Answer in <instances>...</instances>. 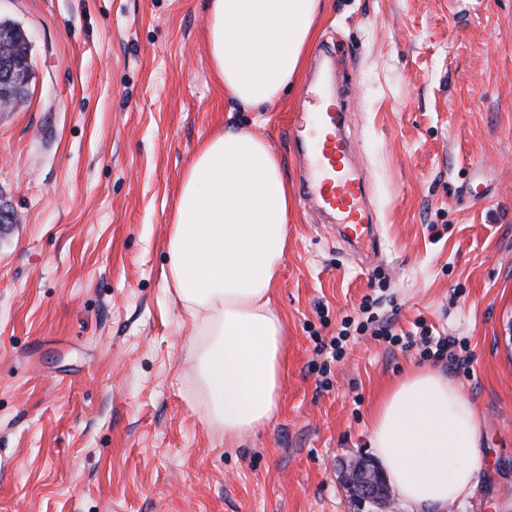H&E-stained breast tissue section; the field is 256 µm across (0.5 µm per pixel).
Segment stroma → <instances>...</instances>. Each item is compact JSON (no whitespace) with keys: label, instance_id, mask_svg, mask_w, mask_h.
Masks as SVG:
<instances>
[{"label":"stroma","instance_id":"35a3bbf8","mask_svg":"<svg viewBox=\"0 0 512 512\" xmlns=\"http://www.w3.org/2000/svg\"><path fill=\"white\" fill-rule=\"evenodd\" d=\"M29 40L0 111V512H378L342 466L419 348L317 339L364 296L440 360L485 423L482 481L447 512H512V0H325L300 85L266 111L212 73L205 0H0ZM344 96L380 246L350 251L301 196L306 92ZM269 144L293 201L273 294L287 324L274 419L228 442L187 360L162 271L180 185L224 127ZM23 56V61L16 67L10 69L0 68V108L13 106L21 102L25 95H23V88L26 87L30 80V70L28 64V45H23L20 48ZM2 85V90H1ZM351 326L349 321H344L343 329H341L338 333V336L333 337L329 342H325L322 338L317 339L316 351L317 355L324 356V360L318 365L317 363L313 364L314 370L325 374L328 369L330 371V358L332 360L338 361L343 353V342L344 338L348 337V327ZM417 327L421 329L419 342L423 347V354L427 355V357L431 355L436 357H442L444 354L448 355V349L456 345L454 337L445 336L442 338L441 336H433L432 331L423 323H419ZM434 349L435 351H433Z\"/></svg>","mask_w":512,"mask_h":512}]
</instances>
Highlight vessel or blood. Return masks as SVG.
Listing matches in <instances>:
<instances>
[{
	"label": "vessel or blood",
	"mask_w": 512,
	"mask_h": 512,
	"mask_svg": "<svg viewBox=\"0 0 512 512\" xmlns=\"http://www.w3.org/2000/svg\"><path fill=\"white\" fill-rule=\"evenodd\" d=\"M346 119L337 104L316 112L307 132L313 152L311 175L302 184L303 198L333 216L349 242L373 249L379 238L366 205L368 181L352 163L351 146L342 133Z\"/></svg>",
	"instance_id": "1"
}]
</instances>
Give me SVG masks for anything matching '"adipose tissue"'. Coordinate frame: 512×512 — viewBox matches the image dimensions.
<instances>
[{
  "label": "adipose tissue",
  "mask_w": 512,
  "mask_h": 512,
  "mask_svg": "<svg viewBox=\"0 0 512 512\" xmlns=\"http://www.w3.org/2000/svg\"><path fill=\"white\" fill-rule=\"evenodd\" d=\"M322 0H207L215 78L231 101L258 109L296 85ZM291 196L260 137L227 128L208 141L179 189L164 274L194 336L189 355L205 415L226 440L268 424L282 390L285 319L272 291L288 252ZM485 425L440 369L404 375L384 392L370 446L411 512H445L478 485Z\"/></svg>",
  "instance_id": "ef3b65f1"
}]
</instances>
